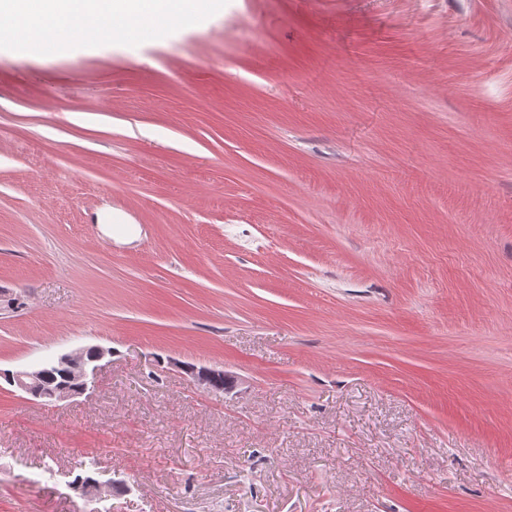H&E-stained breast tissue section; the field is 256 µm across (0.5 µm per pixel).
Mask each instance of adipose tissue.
<instances>
[{"instance_id":"ef3b65f1","label":"adipose tissue","mask_w":512,"mask_h":512,"mask_svg":"<svg viewBox=\"0 0 512 512\" xmlns=\"http://www.w3.org/2000/svg\"><path fill=\"white\" fill-rule=\"evenodd\" d=\"M221 0H0V48L31 53L93 34L97 44L166 32L217 10Z\"/></svg>"}]
</instances>
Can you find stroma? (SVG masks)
<instances>
[{"instance_id":"35a3bbf8","label":"stroma","mask_w":512,"mask_h":512,"mask_svg":"<svg viewBox=\"0 0 512 512\" xmlns=\"http://www.w3.org/2000/svg\"><path fill=\"white\" fill-rule=\"evenodd\" d=\"M89 346L0 377V512H512V0L1 50L0 374ZM87 349H79L77 351L58 356L51 364L58 367H64L67 370L68 378L72 382L79 385L75 391L68 384L56 387L51 395L46 398L42 392V381L44 378L43 370H23L16 372H1L7 382L31 396L34 400L45 403H56L68 400L74 396L85 394L95 383L97 371L99 370V362L106 356H111V349L103 347H94V355L89 360L86 359ZM50 363L44 364L46 372L50 375V381H60L61 375L59 370Z\"/></svg>"}]
</instances>
